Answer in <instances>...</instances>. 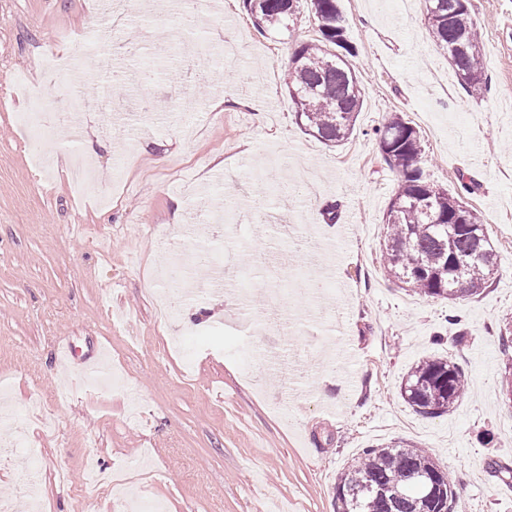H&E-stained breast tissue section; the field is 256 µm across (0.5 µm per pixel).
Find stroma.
<instances>
[{"label": "stroma", "mask_w": 512, "mask_h": 512, "mask_svg": "<svg viewBox=\"0 0 512 512\" xmlns=\"http://www.w3.org/2000/svg\"><path fill=\"white\" fill-rule=\"evenodd\" d=\"M481 28L486 89L463 87L428 31L424 0H340L364 105L354 132L330 147L304 134L282 81L295 43L315 36L308 11L289 31L261 36L242 0H196L195 37L218 44L232 18L244 38L235 65L182 54L176 13L135 9L121 66L154 68L143 97L181 90L188 112L88 113L96 188L108 203L74 201L65 129L52 168L33 166L38 141L15 121L28 107L10 73L37 79L44 53H63L93 0H0V375L11 385L17 432L35 449L0 453V500L12 512H126L123 496L160 499L167 512H334L338 476L363 449L406 440L426 446L457 493L460 512H512V368L499 327L512 317V0H469ZM263 98L241 110L240 87ZM222 108H215V100ZM421 134L427 178L483 215L498 255L479 295L456 301L407 291L385 273L383 217L400 176L373 136L391 113ZM132 142L122 172L113 164ZM316 191L289 193L298 173ZM265 197L270 212L300 210L301 251L272 224L242 222L228 197ZM224 215L223 243L245 267L284 252L278 276L254 278L245 301L226 292L185 299L170 289L158 242ZM289 322L258 315L269 290ZM460 316L461 325L450 323ZM463 343H456L458 331ZM81 358L105 348L122 379L102 390L82 365L61 369L54 348ZM452 357L466 396L447 415L416 414L400 394L411 366Z\"/></svg>", "instance_id": "stroma-1"}]
</instances>
